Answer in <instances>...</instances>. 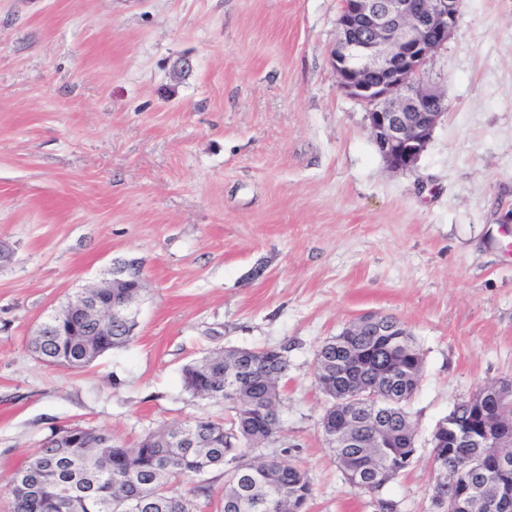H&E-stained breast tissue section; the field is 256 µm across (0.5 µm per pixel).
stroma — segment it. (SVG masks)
Returning <instances> with one entry per match:
<instances>
[{
  "label": "stroma",
  "mask_w": 512,
  "mask_h": 512,
  "mask_svg": "<svg viewBox=\"0 0 512 512\" xmlns=\"http://www.w3.org/2000/svg\"><path fill=\"white\" fill-rule=\"evenodd\" d=\"M341 0H0V512L53 431L134 444L208 416L182 370L216 347H286L281 431L308 512H437L431 435L512 382V0H462L426 66L447 113L391 172L331 66ZM138 261L134 339L80 369L37 325ZM392 316L423 353L417 455L352 488L321 431V343ZM512 383L500 386H483L478 388L471 396L466 399L469 403L483 410L484 404L492 397L495 399L511 398Z\"/></svg>",
  "instance_id": "obj_1"
}]
</instances>
